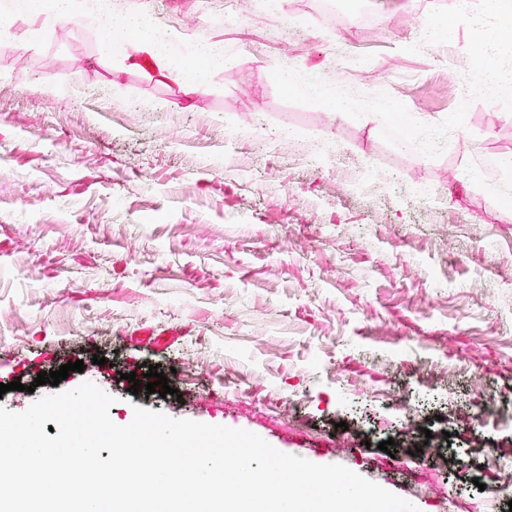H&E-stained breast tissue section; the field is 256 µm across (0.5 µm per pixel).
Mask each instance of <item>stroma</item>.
<instances>
[{
  "instance_id": "obj_1",
  "label": "stroma",
  "mask_w": 512,
  "mask_h": 512,
  "mask_svg": "<svg viewBox=\"0 0 512 512\" xmlns=\"http://www.w3.org/2000/svg\"><path fill=\"white\" fill-rule=\"evenodd\" d=\"M187 56L198 34L230 62L205 92L99 51L91 20L8 17L0 45V406L98 385L134 407L253 432L277 450L341 464L419 512H474L486 450L512 459V204L476 170L512 157V113L474 101L431 159L386 143L373 117L322 121L281 100L283 53L335 85V49L369 62L363 94L390 85L412 116L440 121L459 104L467 26L439 57L409 53L435 7L457 0H356L335 26L321 0H279L241 25L198 30L227 0H159ZM261 118L339 157L312 165L224 129ZM369 187H362V180ZM428 188L418 208L410 186ZM104 365L93 364V357ZM82 361L59 386L37 374ZM170 395L132 393L148 366ZM494 410L475 412L485 397ZM443 452L405 467L404 406ZM350 448L337 451L338 422ZM395 438L396 455L379 450ZM471 479L459 481L458 461Z\"/></svg>"
}]
</instances>
